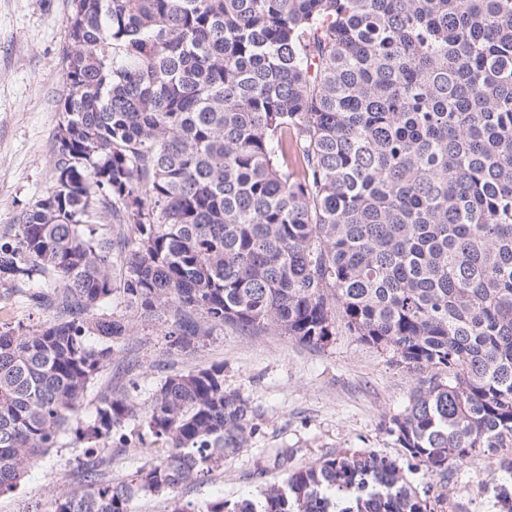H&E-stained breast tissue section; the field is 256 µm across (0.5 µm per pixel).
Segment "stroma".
<instances>
[{
    "instance_id": "1",
    "label": "stroma",
    "mask_w": 512,
    "mask_h": 512,
    "mask_svg": "<svg viewBox=\"0 0 512 512\" xmlns=\"http://www.w3.org/2000/svg\"><path fill=\"white\" fill-rule=\"evenodd\" d=\"M69 23L70 0H0V232L18 223L53 184L52 139L66 92ZM126 318L130 332L90 387L83 416H90L103 388L123 391L134 381L144 401L165 376L215 363L224 366L225 388L257 409L258 430L247 448L183 491L197 512L217 499H259L278 475L269 466L278 448L294 449L297 466L347 448L400 452L384 422L405 410L420 374L344 328L312 348L271 331L248 335L227 325L194 349L175 351L165 339L164 320L147 321L133 312ZM85 453L84 444L62 435L13 493L0 495V512H50L54 499L70 489ZM475 470L477 482L459 475L450 481L437 512H446L451 499L466 512H494L490 490L506 474L493 459Z\"/></svg>"
}]
</instances>
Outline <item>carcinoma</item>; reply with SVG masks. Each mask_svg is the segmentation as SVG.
Segmentation results:
<instances>
[{"label": "carcinoma", "mask_w": 512, "mask_h": 512, "mask_svg": "<svg viewBox=\"0 0 512 512\" xmlns=\"http://www.w3.org/2000/svg\"><path fill=\"white\" fill-rule=\"evenodd\" d=\"M70 40L54 184L0 235V288L46 314L0 330V494L69 432L87 458L52 512H196L182 490L248 446L222 363L81 419L117 299L177 350L339 324L431 370L385 423L402 455L280 448L260 501L206 512H435L405 467L494 456L512 512V0H71ZM131 423L165 451L114 482L95 444Z\"/></svg>", "instance_id": "carcinoma-1"}]
</instances>
